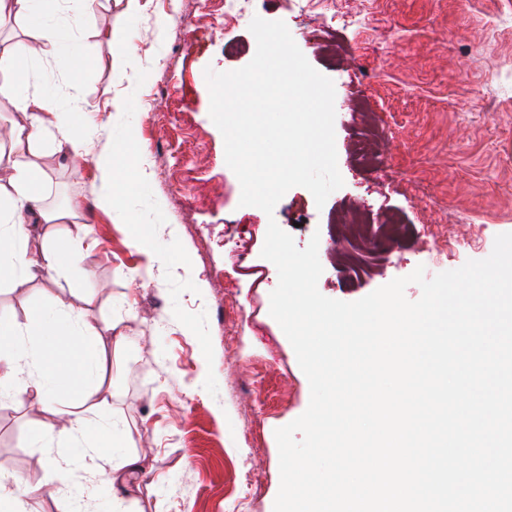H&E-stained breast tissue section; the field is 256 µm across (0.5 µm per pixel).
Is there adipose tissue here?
Masks as SVG:
<instances>
[{
    "label": "adipose tissue",
    "instance_id": "1",
    "mask_svg": "<svg viewBox=\"0 0 512 512\" xmlns=\"http://www.w3.org/2000/svg\"><path fill=\"white\" fill-rule=\"evenodd\" d=\"M58 0H0V17L17 15L27 21L25 39L0 58L9 76L0 81V100L8 101L24 118L10 131L12 153L0 161L9 173V192H0V280L32 279L43 271H70L80 263L79 250L65 236L46 234L38 255L29 250L32 222L58 224L62 214L43 210L44 172L34 157L41 151L47 118L55 114L52 95L32 89L33 64L53 57L64 75L74 78L88 66L68 26L52 18ZM70 348L57 351L58 338ZM101 327L69 305L52 311L38 308L18 323L0 315V398L35 395L64 419L60 441L83 442L93 457L107 466L105 481L112 492V512H130L127 480L140 469L139 455L115 458L123 432L112 421L91 422L90 416L112 396L100 375Z\"/></svg>",
    "mask_w": 512,
    "mask_h": 512
}]
</instances>
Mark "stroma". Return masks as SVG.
<instances>
[{"instance_id": "1", "label": "stroma", "mask_w": 512, "mask_h": 512, "mask_svg": "<svg viewBox=\"0 0 512 512\" xmlns=\"http://www.w3.org/2000/svg\"><path fill=\"white\" fill-rule=\"evenodd\" d=\"M136 17L120 0H95L78 12L60 0L66 22L92 59L69 80L52 58L39 61L33 83L55 95L75 134L89 140L87 163L73 169L60 153L38 154L43 203L68 205L71 232L88 227L95 242L82 256L85 282L46 272L0 284V309L25 322L32 308L64 301L104 325V343L123 336L107 376V410L125 425L124 453L145 454L132 498L140 512H270L280 486L277 428L302 415L310 386L294 349L269 313L278 284L261 251L269 221L305 247L319 235L320 293L359 300L424 266L426 276L487 258L496 235L512 232V0H333L354 18L333 37L345 58L331 62L311 16L296 0H249L250 15L284 21L308 62L335 87V144L344 180L324 207L305 188L290 189L273 215L241 206V186L225 162L224 139L212 122L206 70L247 65L256 40L243 22L225 19L219 0H140ZM126 36L128 64L105 36ZM366 97L392 130L379 148L382 170L354 154L363 137L353 108ZM145 147L144 180L122 210L99 207L98 162L126 137ZM355 201L377 217L425 221L481 248L432 262L416 240L383 255L378 272L345 287L331 255L338 217ZM148 226L152 246L136 245ZM249 232L248 267L234 264L225 234ZM234 309L232 329L225 309ZM56 422L34 397L0 402V472L43 484L38 512H72L48 459L57 448L31 434ZM257 485L239 481L242 467Z\"/></svg>"}]
</instances>
